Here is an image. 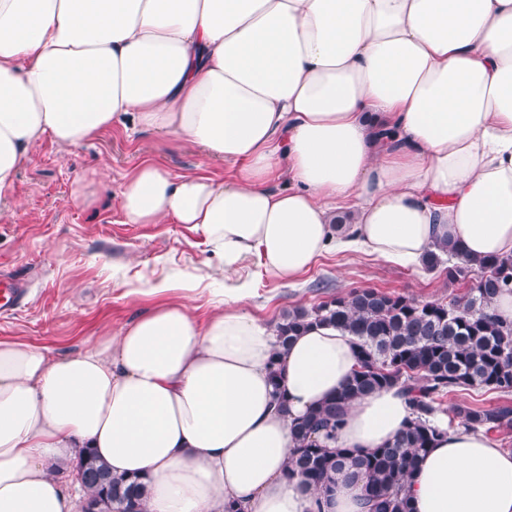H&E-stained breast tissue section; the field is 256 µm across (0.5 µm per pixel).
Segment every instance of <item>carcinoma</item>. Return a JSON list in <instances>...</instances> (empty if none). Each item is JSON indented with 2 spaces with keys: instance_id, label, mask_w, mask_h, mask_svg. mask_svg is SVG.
<instances>
[{
  "instance_id": "obj_1",
  "label": "carcinoma",
  "mask_w": 512,
  "mask_h": 512,
  "mask_svg": "<svg viewBox=\"0 0 512 512\" xmlns=\"http://www.w3.org/2000/svg\"><path fill=\"white\" fill-rule=\"evenodd\" d=\"M444 254L457 259L446 270L448 279L469 283L463 295L449 302L356 288L283 315L277 324L282 346L305 326L318 323L354 336L359 349L358 368L343 389L294 423L288 476L323 492L332 474L348 466L365 480L368 512H413L409 478L446 429L512 431V402L507 400L489 406L457 404L448 428L431 423L444 395L471 389L512 394V322L491 312L494 298L512 289V257L470 260L437 243L424 254L422 264L436 269ZM394 386L407 397L414 418L390 446L354 455L321 444L320 438L335 437L350 402ZM78 470L97 512H143L144 485L139 480L113 476L91 452L80 459Z\"/></svg>"
}]
</instances>
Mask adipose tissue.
<instances>
[{"instance_id": "ef3b65f1", "label": "adipose tissue", "mask_w": 512, "mask_h": 512, "mask_svg": "<svg viewBox=\"0 0 512 512\" xmlns=\"http://www.w3.org/2000/svg\"><path fill=\"white\" fill-rule=\"evenodd\" d=\"M126 122L240 164L219 182L146 161L119 194L126 223L199 233L219 279L255 256L288 284L332 248L512 255V0H0V191L43 138ZM148 290L176 298L78 353L0 340V512H78L62 468L86 450L143 482L144 512H366L347 470L326 493L287 475L353 337L311 324L279 346L243 283L204 322L192 283ZM411 418L381 389L327 447L366 454ZM408 489L414 512H512V453L446 431Z\"/></svg>"}]
</instances>
